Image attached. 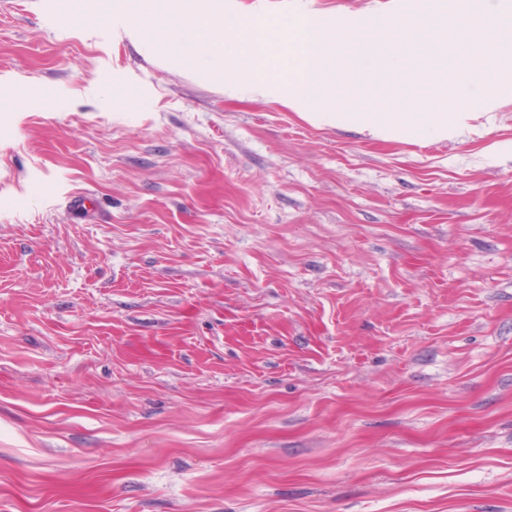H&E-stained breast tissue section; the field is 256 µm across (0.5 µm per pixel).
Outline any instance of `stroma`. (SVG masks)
<instances>
[{"label": "stroma", "mask_w": 512, "mask_h": 512, "mask_svg": "<svg viewBox=\"0 0 512 512\" xmlns=\"http://www.w3.org/2000/svg\"><path fill=\"white\" fill-rule=\"evenodd\" d=\"M47 2L0 0V512H512V94L374 140ZM413 2L224 9L284 87L301 14Z\"/></svg>", "instance_id": "obj_1"}]
</instances>
